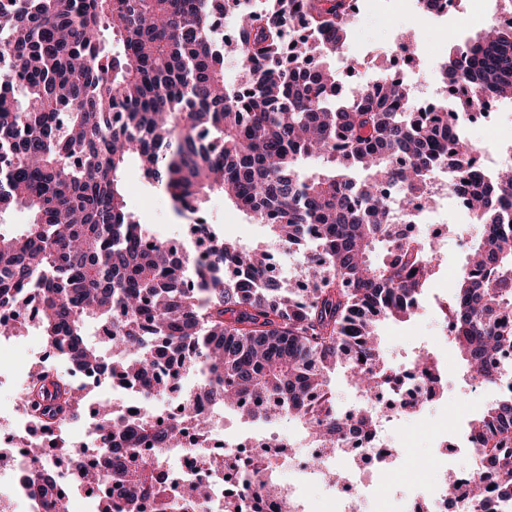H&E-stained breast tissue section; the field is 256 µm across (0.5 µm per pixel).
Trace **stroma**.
Listing matches in <instances>:
<instances>
[{
	"label": "stroma",
	"instance_id": "1",
	"mask_svg": "<svg viewBox=\"0 0 512 512\" xmlns=\"http://www.w3.org/2000/svg\"><path fill=\"white\" fill-rule=\"evenodd\" d=\"M398 0H359L364 18L351 29L346 47L353 57L354 71H342L348 85H367L378 79L382 68L392 58L391 50L400 35H410L412 62L405 65L407 79L414 81L421 92L434 94L439 103L449 97L442 90L438 71L439 54L450 53L458 43L454 27L466 10L468 0H456V9L445 20L416 19L401 12ZM126 200L130 210L153 233L172 244L189 242L191 217L175 213L168 194L161 188L146 184L136 164H129L124 175ZM205 214L212 231L231 241H243L251 246H271L267 227L251 224L223 197L213 196L205 204ZM466 217L454 206L443 207L435 216L436 226L444 234L440 240L439 259L430 279L425 300L417 316L407 320L389 319L377 328V335L390 365H404L413 351L427 348L448 362V382L435 410L419 420L410 421L412 431L408 453L415 458H435L437 446L448 441L453 449L448 453L450 467L460 470L470 464L462 435L463 425L490 399L489 388L473 391L463 376V369L450 336L443 333V315L439 302L448 297L450 287L465 262L466 254L456 233ZM45 347V339L37 329L21 336L0 340V372L6 378L0 382V408L15 406L24 390L22 369L34 363Z\"/></svg>",
	"mask_w": 512,
	"mask_h": 512
}]
</instances>
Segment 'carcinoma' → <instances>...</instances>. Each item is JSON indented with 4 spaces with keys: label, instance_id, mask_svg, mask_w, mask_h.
Returning <instances> with one entry per match:
<instances>
[{
    "label": "carcinoma",
    "instance_id": "obj_1",
    "mask_svg": "<svg viewBox=\"0 0 512 512\" xmlns=\"http://www.w3.org/2000/svg\"><path fill=\"white\" fill-rule=\"evenodd\" d=\"M218 7L0 0V214L31 215L19 233H0V310L35 312L0 327L10 336L34 326L69 365L108 363L149 401L160 391L152 383L160 336L214 411L246 400L255 421L294 418L331 447L336 434L367 430L374 418L361 410L348 422L334 408L329 375L344 369L357 391L378 389L390 366L375 323L415 315L434 274L438 250L400 235L397 210L429 195L443 169L450 193L470 189L473 146L458 123L489 98L512 100V27L455 45L439 65L443 86L456 91L454 109L421 112L409 83L390 73L342 93L333 60L348 40L349 0H264L235 13L230 43L210 34ZM296 17L305 34L288 44L284 29ZM230 54L244 91L225 79ZM132 159L180 213L223 195L297 256L310 287L273 278L268 251L213 233L204 263L161 242L145 246L152 234L127 209L122 181ZM310 159L328 168L304 170ZM469 219L481 235L448 296L449 335L466 379L493 398L465 427L482 460L466 493L490 494L512 512V388H501L512 377V360L501 359L512 353L511 173L482 176ZM21 405L48 429L80 416L86 400L65 372L44 368ZM95 416L100 448L172 452L186 421L200 438L212 428L190 403L163 428L147 405L128 417L101 404ZM44 454L84 487L112 485L97 512H140L143 500L159 512L181 509L168 504L169 479L148 462L101 475L62 441L30 457ZM22 470L25 485L45 493L46 512H56L65 491L40 469ZM243 480L287 499L273 479Z\"/></svg>",
    "mask_w": 512,
    "mask_h": 512
}]
</instances>
